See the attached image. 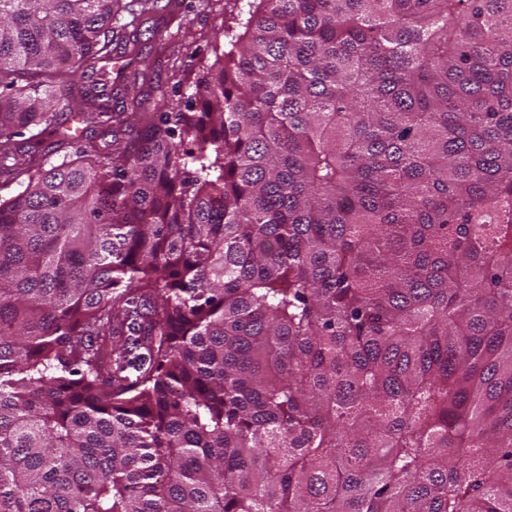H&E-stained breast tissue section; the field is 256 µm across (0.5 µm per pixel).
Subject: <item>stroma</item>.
<instances>
[{
	"mask_svg": "<svg viewBox=\"0 0 512 512\" xmlns=\"http://www.w3.org/2000/svg\"><path fill=\"white\" fill-rule=\"evenodd\" d=\"M240 10L239 0H174L169 8L132 18L120 12L113 21L115 30L138 20L140 42L136 60L112 81V109L120 111L133 93L135 73H144L151 85L165 91L194 92V84L203 68L213 61V32Z\"/></svg>",
	"mask_w": 512,
	"mask_h": 512,
	"instance_id": "1",
	"label": "stroma"
}]
</instances>
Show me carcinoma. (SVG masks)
Instances as JSON below:
<instances>
[{
	"mask_svg": "<svg viewBox=\"0 0 512 512\" xmlns=\"http://www.w3.org/2000/svg\"><path fill=\"white\" fill-rule=\"evenodd\" d=\"M156 5L0 0V512H512V0ZM173 2H176L174 4ZM246 2L236 0H170L169 8L139 17L140 42L136 48L124 40L112 45V57L125 60L137 54L132 66L119 77L112 74V110L132 112L129 104L133 91V73L143 72L148 85H161L171 94L175 89L187 98L194 93V82L203 68L214 59L213 32L224 20L235 16ZM179 30V35H176ZM174 37H170L169 34ZM126 48V49H125ZM134 51L133 54L130 51ZM125 52V53H124Z\"/></svg>",
	"mask_w": 512,
	"mask_h": 512,
	"instance_id": "cac0c4a2",
	"label": "carcinoma"
}]
</instances>
